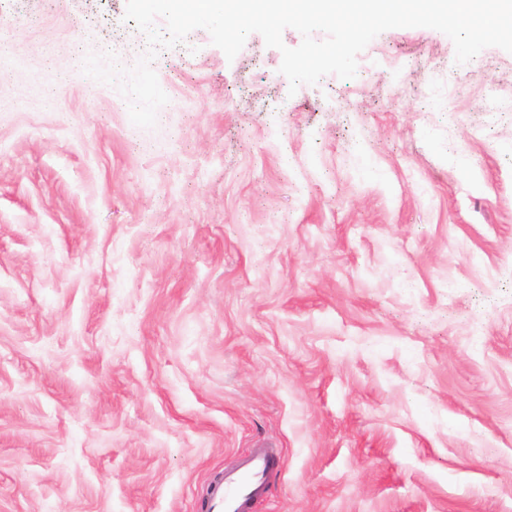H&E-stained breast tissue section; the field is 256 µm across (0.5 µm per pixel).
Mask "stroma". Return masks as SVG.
<instances>
[{
  "instance_id": "35a3bbf8",
  "label": "stroma",
  "mask_w": 512,
  "mask_h": 512,
  "mask_svg": "<svg viewBox=\"0 0 512 512\" xmlns=\"http://www.w3.org/2000/svg\"><path fill=\"white\" fill-rule=\"evenodd\" d=\"M126 0H0V512H512V53L395 28L290 92ZM276 462L270 448H254L210 485L212 512H250L263 498L266 477Z\"/></svg>"
}]
</instances>
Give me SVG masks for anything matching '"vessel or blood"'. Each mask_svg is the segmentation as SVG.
Instances as JSON below:
<instances>
[{
	"label": "vessel or blood",
	"mask_w": 512,
	"mask_h": 512,
	"mask_svg": "<svg viewBox=\"0 0 512 512\" xmlns=\"http://www.w3.org/2000/svg\"><path fill=\"white\" fill-rule=\"evenodd\" d=\"M275 461L274 452L268 448H255L240 457L210 483L212 512H250L263 497L266 477Z\"/></svg>",
	"instance_id": "obj_1"
}]
</instances>
